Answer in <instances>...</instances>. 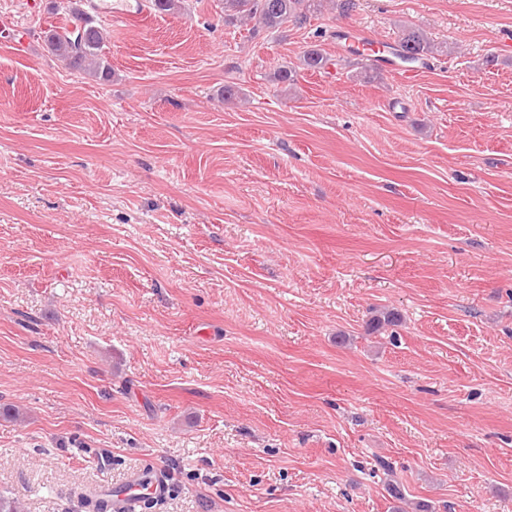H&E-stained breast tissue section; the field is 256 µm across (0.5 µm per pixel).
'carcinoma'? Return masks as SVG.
Returning <instances> with one entry per match:
<instances>
[{"instance_id":"obj_1","label":"carcinoma","mask_w":512,"mask_h":512,"mask_svg":"<svg viewBox=\"0 0 512 512\" xmlns=\"http://www.w3.org/2000/svg\"><path fill=\"white\" fill-rule=\"evenodd\" d=\"M224 5V23L243 25L251 20L257 21L267 29H278L286 23L303 26L310 20L312 13L322 7L321 0H222ZM74 21L84 27V37L76 40L70 34L69 24L50 26L43 31L48 51L69 68L78 70L99 80L107 79L111 66L103 53V34L98 27L88 24L82 13L72 11ZM396 54L406 60H418L440 50L431 43L427 35L419 28L406 27L402 30L398 44L392 47ZM328 64V57L316 45L303 52L301 65L304 69L319 72ZM400 316L389 310L382 312L369 321V328L377 331L385 325H397Z\"/></svg>"}]
</instances>
